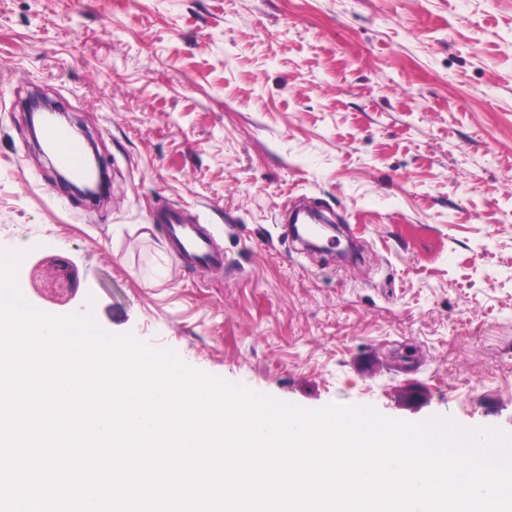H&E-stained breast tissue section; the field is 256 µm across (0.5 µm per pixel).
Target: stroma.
<instances>
[{"label": "stroma", "instance_id": "stroma-1", "mask_svg": "<svg viewBox=\"0 0 512 512\" xmlns=\"http://www.w3.org/2000/svg\"><path fill=\"white\" fill-rule=\"evenodd\" d=\"M34 92L94 137L106 198L55 180ZM302 200L360 265L303 250ZM161 208L223 266L175 259ZM8 250L35 307L255 393L512 432V0H0Z\"/></svg>", "mask_w": 512, "mask_h": 512}]
</instances>
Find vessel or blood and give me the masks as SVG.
Instances as JSON below:
<instances>
[{"label": "vessel or blood", "instance_id": "b4317fda", "mask_svg": "<svg viewBox=\"0 0 512 512\" xmlns=\"http://www.w3.org/2000/svg\"><path fill=\"white\" fill-rule=\"evenodd\" d=\"M41 137L58 166L73 180L87 178L89 168L85 147L69 127L53 121L46 122ZM154 220L165 225L177 260L205 269L223 265V255L213 250L210 233L203 231L200 225L186 223L175 211L155 215Z\"/></svg>", "mask_w": 512, "mask_h": 512}]
</instances>
